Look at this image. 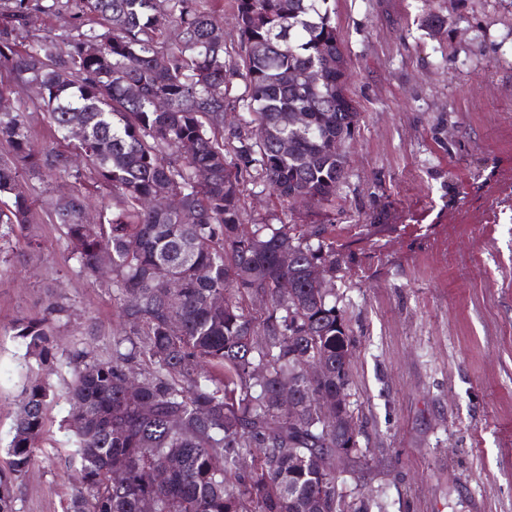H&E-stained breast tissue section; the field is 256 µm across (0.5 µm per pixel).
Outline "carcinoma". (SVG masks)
Masks as SVG:
<instances>
[{"label":"carcinoma","instance_id":"obj_1","mask_svg":"<svg viewBox=\"0 0 512 512\" xmlns=\"http://www.w3.org/2000/svg\"><path fill=\"white\" fill-rule=\"evenodd\" d=\"M245 92L224 32L202 0H0V69L75 150L37 147L29 113L0 110V238L25 234L37 200L21 177L64 178L51 215L86 275L106 266L125 334L112 358H69L66 426L78 486L66 512H368L346 481L314 459L364 456L351 410L353 343L326 282L341 254L326 225L244 230L246 183L277 199L336 203L345 143L358 112L346 95L330 0H234ZM68 26L25 41L42 13ZM241 109L249 129L226 128ZM112 197L97 219L87 199ZM179 198V206L161 204ZM49 304L18 319L26 383L0 467V512H16L19 482L41 451L58 363ZM321 373L312 381L307 369ZM288 384V404L282 386ZM336 400L351 430L319 411ZM296 449L306 464L288 460ZM124 480L111 482L112 473Z\"/></svg>","mask_w":512,"mask_h":512}]
</instances>
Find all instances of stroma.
Here are the masks:
<instances>
[{"label":"stroma","mask_w":512,"mask_h":512,"mask_svg":"<svg viewBox=\"0 0 512 512\" xmlns=\"http://www.w3.org/2000/svg\"><path fill=\"white\" fill-rule=\"evenodd\" d=\"M358 118L336 207H287L247 185L251 224H324L354 344L350 400L369 512H512V0H331ZM445 20L425 27L426 11ZM39 251L0 241V465L25 382L14 321L52 302L58 368L18 512L70 493L66 360L109 359L111 285L81 272L58 225Z\"/></svg>","instance_id":"1"}]
</instances>
